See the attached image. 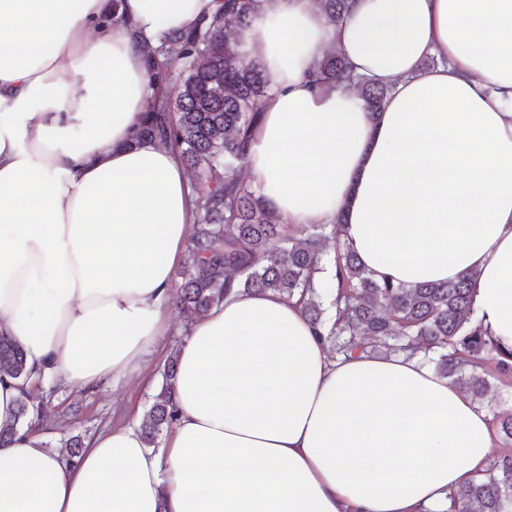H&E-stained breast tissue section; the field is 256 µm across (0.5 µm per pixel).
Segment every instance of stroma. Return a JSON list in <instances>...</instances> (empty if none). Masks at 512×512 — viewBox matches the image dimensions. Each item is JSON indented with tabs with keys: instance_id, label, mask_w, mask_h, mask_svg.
Returning a JSON list of instances; mask_svg holds the SVG:
<instances>
[{
	"instance_id": "35a3bbf8",
	"label": "stroma",
	"mask_w": 512,
	"mask_h": 512,
	"mask_svg": "<svg viewBox=\"0 0 512 512\" xmlns=\"http://www.w3.org/2000/svg\"><path fill=\"white\" fill-rule=\"evenodd\" d=\"M186 321L185 313L172 310L165 332L157 337L145 358L141 374L125 382L76 389L54 378L38 381L34 394L48 415L46 426L37 430L43 447L53 453L73 436L87 441L106 428L141 421L160 390L163 364L172 347L181 342Z\"/></svg>"
}]
</instances>
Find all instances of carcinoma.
<instances>
[{"instance_id": "cac0c4a2", "label": "carcinoma", "mask_w": 512, "mask_h": 512, "mask_svg": "<svg viewBox=\"0 0 512 512\" xmlns=\"http://www.w3.org/2000/svg\"><path fill=\"white\" fill-rule=\"evenodd\" d=\"M320 2L335 23L349 8V0ZM256 8L257 0H220L218 9L195 27L145 47L144 63L157 91L136 139L175 151L195 173V222L174 306L198 320L234 287L248 294L272 292L298 298L333 358L422 356L438 375L488 408L491 429L505 447L478 481L449 493L448 512H512V411L486 400L493 381L512 382V351L501 350L482 321L473 318L475 276L409 288L377 281L344 241V213L331 225L282 224L238 176L269 91L260 63L238 49V30L250 23ZM311 81L356 87L373 114L382 110L389 93L355 76L340 52L325 55ZM326 238L336 241L332 255L322 248ZM327 263L336 271L329 308L314 281ZM33 376L24 349L0 333V378L19 381L21 389L14 422L0 428V446L32 418L45 419L43 404L34 403L28 389ZM176 381L177 356L172 354L162 370L161 390L139 425L149 448L158 447L177 421Z\"/></svg>"}]
</instances>
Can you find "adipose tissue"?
Returning <instances> with one entry per match:
<instances>
[{
  "mask_svg": "<svg viewBox=\"0 0 512 512\" xmlns=\"http://www.w3.org/2000/svg\"><path fill=\"white\" fill-rule=\"evenodd\" d=\"M216 0H0V332L70 386L139 370L168 322L193 221L176 154L133 134L143 45ZM98 30L90 38V30ZM269 83L247 156L284 224L347 217L376 280L478 278L512 350V0H261L238 34ZM388 87L377 119L309 73L329 49ZM179 421L67 460L22 429L0 512H447L490 460L486 408L419 358H333L300 307L233 290L178 347Z\"/></svg>",
  "mask_w": 512,
  "mask_h": 512,
  "instance_id": "obj_1",
  "label": "adipose tissue"
}]
</instances>
